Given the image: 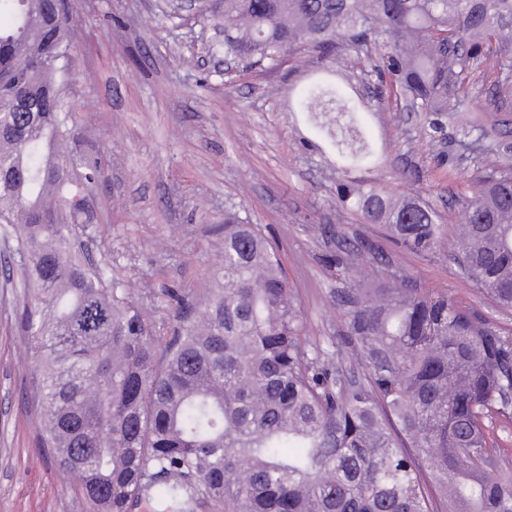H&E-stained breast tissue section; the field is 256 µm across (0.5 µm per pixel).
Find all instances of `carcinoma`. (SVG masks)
<instances>
[{"label":"carcinoma","instance_id":"cac0c4a2","mask_svg":"<svg viewBox=\"0 0 512 512\" xmlns=\"http://www.w3.org/2000/svg\"><path fill=\"white\" fill-rule=\"evenodd\" d=\"M56 0H0V237L30 297L21 313L41 377V443L90 512H161L199 497L223 512H512L509 461L486 429L512 417V334L446 293L390 278L363 288L350 250L336 306L364 378L314 344L275 247L259 224L224 225V263L176 326L148 324L128 291L77 240L97 163L62 149L74 122L62 90L74 63ZM306 47L331 62L371 58L374 96L397 93L437 138L467 78L493 63L512 85V0H224V58L264 68ZM349 167L367 163L353 107L319 85L298 98ZM336 199L423 253L444 233L429 204L377 181ZM455 247L467 277L512 308V164L488 162L458 199Z\"/></svg>","mask_w":512,"mask_h":512}]
</instances>
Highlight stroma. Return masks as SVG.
I'll list each match as a JSON object with an SVG mask.
<instances>
[{"mask_svg":"<svg viewBox=\"0 0 512 512\" xmlns=\"http://www.w3.org/2000/svg\"><path fill=\"white\" fill-rule=\"evenodd\" d=\"M75 69L66 89L76 117L74 152L97 157L88 196L89 245L114 281L127 288L146 321L174 326L177 298L194 302L215 284L224 256L218 225H261L279 248L283 271L313 342L337 347V364L361 374L340 339L334 292L341 285L327 257L343 240L358 249L354 279L381 268L364 243L381 250L386 274L444 290L462 306L512 333V310L498 308L464 275L453 247L461 222L455 199L477 154L461 130L476 123L506 129L512 112L496 111L493 76L476 79L448 117L443 139H429L420 113L404 100L372 102L358 119L391 190L429 202L446 233L423 254L361 223L336 206L342 177L333 143L294 101L312 84L353 95L365 56L341 66L301 51L273 69L238 67L219 74L211 47L224 39L216 21L175 13L171 0H67ZM20 278L0 280V512H88L75 482L39 447V377L28 359L19 315Z\"/></svg>","mask_w":512,"mask_h":512,"instance_id":"35a3bbf8","label":"stroma"}]
</instances>
